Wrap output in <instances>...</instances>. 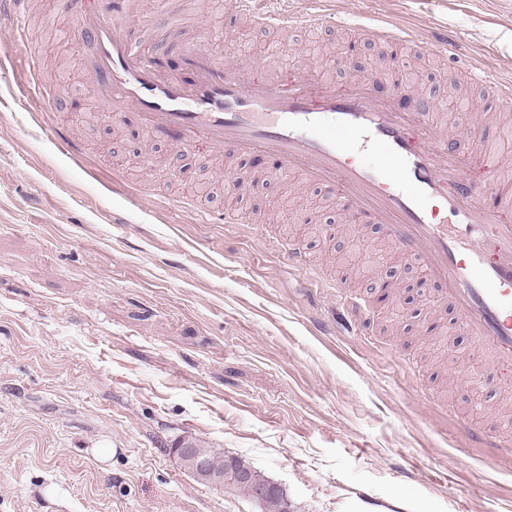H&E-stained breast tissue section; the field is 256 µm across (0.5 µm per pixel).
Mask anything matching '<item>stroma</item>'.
Masks as SVG:
<instances>
[{
    "mask_svg": "<svg viewBox=\"0 0 512 512\" xmlns=\"http://www.w3.org/2000/svg\"><path fill=\"white\" fill-rule=\"evenodd\" d=\"M177 8L217 57L274 56L283 77L294 56L324 70L352 41L337 84L390 63L370 27L392 19L450 43L409 53L381 94L403 78L478 112L471 70L512 82V0H331L339 22L277 34L231 18V0ZM77 23L57 0H30L19 48L0 18V512H258L190 473L175 452L187 441L245 459L293 512H512V460L466 430L512 433V385L486 386L470 338L416 287L421 268L372 227L356 248L294 177L262 175L229 199L203 141L183 152L107 123ZM32 65L61 110L18 89ZM62 127L78 151L52 137ZM213 209L254 221L201 223ZM289 237L368 296L379 335H359L327 289L288 270L274 243ZM394 271L407 283L399 312L377 288Z\"/></svg>",
    "mask_w": 512,
    "mask_h": 512,
    "instance_id": "stroma-1",
    "label": "stroma"
}]
</instances>
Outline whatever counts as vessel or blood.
Masks as SVG:
<instances>
[{"mask_svg": "<svg viewBox=\"0 0 512 512\" xmlns=\"http://www.w3.org/2000/svg\"><path fill=\"white\" fill-rule=\"evenodd\" d=\"M59 2L78 16L77 34L92 51L91 79L110 120L122 124L136 114L141 130L175 140L183 150L206 136L210 152L234 170L236 188L253 178L247 166L252 155L272 157L277 172L323 191L350 223L375 225L382 240L420 265L431 296L448 300L451 321L477 342L475 355L486 371L495 379L512 378V210L504 204L501 171L487 154L485 125L470 122L446 136L433 121L435 108L409 82L392 89L406 109L381 98L378 86L386 74L375 66L340 87L313 75L302 58L285 88L274 77L276 58L260 74L250 63L218 59L206 36L180 40L152 25H132L130 0H112L98 17L83 13L82 0ZM238 4L255 28L266 31L320 28L327 20L321 0H308L296 12L270 9L264 0ZM372 32L402 51L448 50L441 34L420 37L393 23ZM147 41L178 46L187 75L162 74L141 50ZM470 79L489 111L512 112L511 84L483 69ZM20 87L36 93L41 110H55L35 73ZM280 250L291 269L313 272L302 242L281 241ZM323 283L354 312L363 335H376L366 301L340 279L327 275Z\"/></svg>", "mask_w": 512, "mask_h": 512, "instance_id": "1", "label": "vessel or blood"}]
</instances>
